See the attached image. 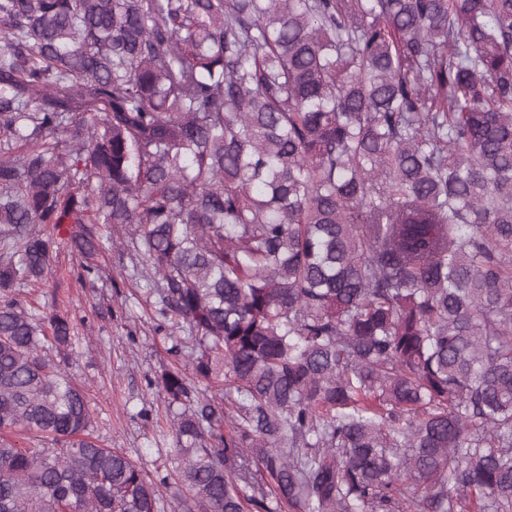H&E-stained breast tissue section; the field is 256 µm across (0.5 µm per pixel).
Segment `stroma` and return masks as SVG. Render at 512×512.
Segmentation results:
<instances>
[{"mask_svg":"<svg viewBox=\"0 0 512 512\" xmlns=\"http://www.w3.org/2000/svg\"><path fill=\"white\" fill-rule=\"evenodd\" d=\"M100 278L75 280L79 261L59 242L51 275L40 286L18 294L37 314L68 313L72 344L53 359L84 387L94 417V434L106 448L121 449L152 482H175L179 455L175 443L154 442L153 426L165 418L164 395L155 380L176 367L170 341L155 330L158 315L133 263L114 251L102 253Z\"/></svg>","mask_w":512,"mask_h":512,"instance_id":"1","label":"stroma"}]
</instances>
